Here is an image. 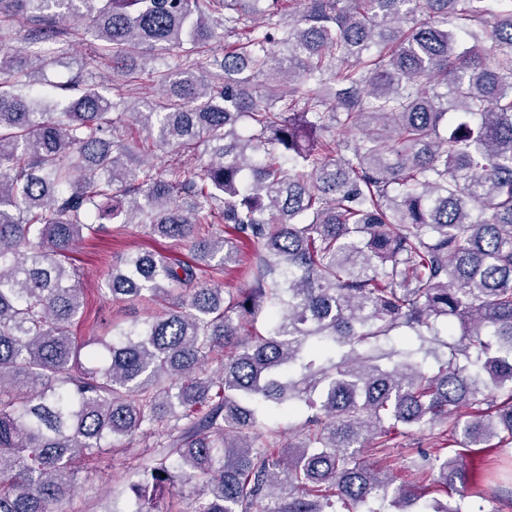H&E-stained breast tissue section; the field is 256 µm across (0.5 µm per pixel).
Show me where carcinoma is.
I'll use <instances>...</instances> for the list:
<instances>
[{
  "instance_id": "1",
  "label": "carcinoma",
  "mask_w": 512,
  "mask_h": 512,
  "mask_svg": "<svg viewBox=\"0 0 512 512\" xmlns=\"http://www.w3.org/2000/svg\"><path fill=\"white\" fill-rule=\"evenodd\" d=\"M481 2L0 0L30 46L69 16L98 41L59 50L77 69L53 95L46 61L0 48V512H56L111 452L129 473L104 512L185 484L193 512H465L469 449L512 441V0ZM159 49L180 63L154 102L93 78ZM201 145L198 172L141 159ZM106 219L194 259L112 264V298L160 309L78 336L66 258ZM242 246L251 287L207 278ZM302 405L280 443L264 418ZM425 430L462 450L416 453L410 482L368 461Z\"/></svg>"
}]
</instances>
